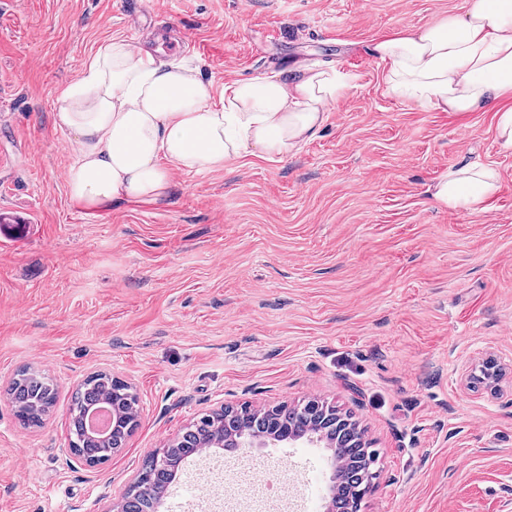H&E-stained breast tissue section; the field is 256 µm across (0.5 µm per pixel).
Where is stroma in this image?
<instances>
[{"label": "stroma", "mask_w": 512, "mask_h": 512, "mask_svg": "<svg viewBox=\"0 0 512 512\" xmlns=\"http://www.w3.org/2000/svg\"><path fill=\"white\" fill-rule=\"evenodd\" d=\"M0 0V512H112L141 472L223 406L316 400L380 453L360 512H512V149L493 113L384 93L374 41L471 0ZM225 82L309 66L353 78L316 137L279 162L174 171L160 205L92 217L71 203L61 87L112 38ZM470 162L500 179L482 213L429 188ZM494 359L495 387L470 385ZM57 387L39 427L7 388ZM128 382L139 423L91 468L69 451L72 392ZM333 452L213 449L160 512H311Z\"/></svg>", "instance_id": "35a3bbf8"}]
</instances>
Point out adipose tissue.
I'll return each instance as SVG.
<instances>
[{
	"label": "adipose tissue",
	"mask_w": 512,
	"mask_h": 512,
	"mask_svg": "<svg viewBox=\"0 0 512 512\" xmlns=\"http://www.w3.org/2000/svg\"><path fill=\"white\" fill-rule=\"evenodd\" d=\"M372 51L391 98L440 112L494 110L497 134L512 148V0H473L464 15L384 36ZM350 83L336 69L307 68L296 79L259 76L217 93L186 62L110 40L54 114L74 136L69 198L99 216L168 199L176 169L220 168L245 155L283 160L318 134ZM497 182L494 169L469 164L429 193L440 206L481 212Z\"/></svg>",
	"instance_id": "1"
}]
</instances>
